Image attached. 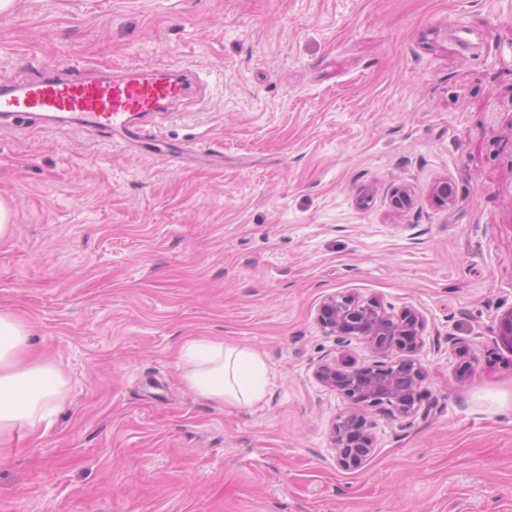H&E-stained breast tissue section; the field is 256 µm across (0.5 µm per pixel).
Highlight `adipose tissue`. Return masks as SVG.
I'll return each mask as SVG.
<instances>
[{
    "mask_svg": "<svg viewBox=\"0 0 512 512\" xmlns=\"http://www.w3.org/2000/svg\"><path fill=\"white\" fill-rule=\"evenodd\" d=\"M32 332L13 313L0 312V444L17 429L36 430L64 401L67 380L49 361L28 357ZM184 380L197 396L218 404L250 407L259 402L269 370L254 351L209 338L185 341L180 350Z\"/></svg>",
    "mask_w": 512,
    "mask_h": 512,
    "instance_id": "ef3b65f1",
    "label": "adipose tissue"
}]
</instances>
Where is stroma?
Here are the masks:
<instances>
[{
	"label": "stroma",
	"mask_w": 512,
	"mask_h": 512,
	"mask_svg": "<svg viewBox=\"0 0 512 512\" xmlns=\"http://www.w3.org/2000/svg\"><path fill=\"white\" fill-rule=\"evenodd\" d=\"M192 73L150 117L185 159L23 119L0 134V311L65 405L0 461V512H512V0H15L0 85L52 68ZM412 197L393 204L397 189ZM425 320L415 416L316 366L376 356L316 321L332 294ZM211 337L270 371L250 409L189 391Z\"/></svg>",
	"instance_id": "35a3bbf8"
}]
</instances>
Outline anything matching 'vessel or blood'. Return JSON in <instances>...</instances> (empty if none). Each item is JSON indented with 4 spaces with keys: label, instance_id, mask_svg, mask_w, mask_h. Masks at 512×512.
Here are the masks:
<instances>
[{
    "label": "vessel or blood",
    "instance_id": "vessel-or-blood-1",
    "mask_svg": "<svg viewBox=\"0 0 512 512\" xmlns=\"http://www.w3.org/2000/svg\"><path fill=\"white\" fill-rule=\"evenodd\" d=\"M187 90L188 78L180 70L100 79H64L48 71L37 80L0 88V130L10 128L18 114H38L55 123L96 129L130 147H156L164 137L146 124V116L167 109Z\"/></svg>",
    "mask_w": 512,
    "mask_h": 512
}]
</instances>
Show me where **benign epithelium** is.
Returning a JSON list of instances; mask_svg holds the SVG:
<instances>
[{
	"mask_svg": "<svg viewBox=\"0 0 512 512\" xmlns=\"http://www.w3.org/2000/svg\"><path fill=\"white\" fill-rule=\"evenodd\" d=\"M318 322L331 335L364 341L384 361L358 365L354 361L325 362L314 371L324 387L348 400L351 408L332 422L330 440L340 466L355 468L374 448V436L364 410L387 404L402 417L416 414V392L424 379L418 354L424 346L425 324L421 316L406 309L393 316L376 301H360L350 295L326 297ZM400 357L388 363L393 352Z\"/></svg>",
	"mask_w": 512,
	"mask_h": 512,
	"instance_id": "7a95c632",
	"label": "benign epithelium"
}]
</instances>
